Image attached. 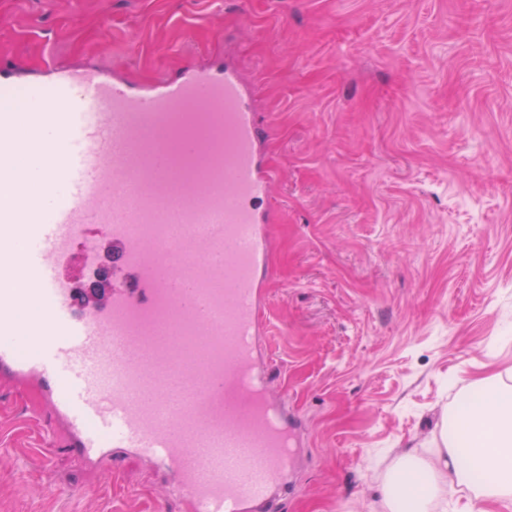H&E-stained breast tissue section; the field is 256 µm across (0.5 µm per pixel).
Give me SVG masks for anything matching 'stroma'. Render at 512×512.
<instances>
[{
	"label": "stroma",
	"mask_w": 512,
	"mask_h": 512,
	"mask_svg": "<svg viewBox=\"0 0 512 512\" xmlns=\"http://www.w3.org/2000/svg\"><path fill=\"white\" fill-rule=\"evenodd\" d=\"M150 85L231 61L284 212L265 374L302 418L280 512H386L477 379L512 387V0H0V51ZM144 459L90 471L0 386V512H181Z\"/></svg>",
	"instance_id": "35a3bbf8"
}]
</instances>
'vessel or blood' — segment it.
Segmentation results:
<instances>
[{
  "mask_svg": "<svg viewBox=\"0 0 512 512\" xmlns=\"http://www.w3.org/2000/svg\"><path fill=\"white\" fill-rule=\"evenodd\" d=\"M268 133L227 63L148 88L0 65V169L24 155L20 182L66 186L0 209V279L26 284L0 289V384L34 388L88 461L121 447L171 472L190 512H278L289 491L300 425L260 346L282 221ZM78 224L112 245L110 294L81 311L62 270Z\"/></svg>",
  "mask_w": 512,
  "mask_h": 512,
  "instance_id": "obj_1",
  "label": "vessel or blood"
}]
</instances>
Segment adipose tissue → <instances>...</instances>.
<instances>
[{"mask_svg":"<svg viewBox=\"0 0 512 512\" xmlns=\"http://www.w3.org/2000/svg\"><path fill=\"white\" fill-rule=\"evenodd\" d=\"M443 435L435 460L398 459L382 489L388 512H436L459 486L471 492L466 512H512V388L475 381ZM477 467L482 477H474Z\"/></svg>","mask_w":512,"mask_h":512,"instance_id":"ef3b65f1","label":"adipose tissue"}]
</instances>
